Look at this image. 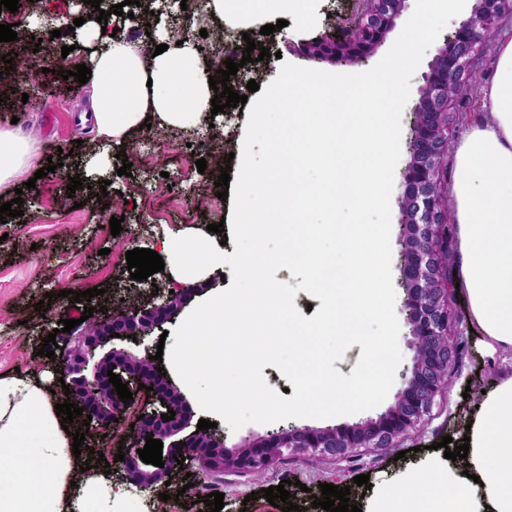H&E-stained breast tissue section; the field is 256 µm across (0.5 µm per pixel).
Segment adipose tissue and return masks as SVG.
Segmentation results:
<instances>
[{"instance_id":"ef3b65f1","label":"adipose tissue","mask_w":512,"mask_h":512,"mask_svg":"<svg viewBox=\"0 0 512 512\" xmlns=\"http://www.w3.org/2000/svg\"><path fill=\"white\" fill-rule=\"evenodd\" d=\"M83 28L90 52L91 117L105 143H122L140 125L201 122L212 92L192 54L169 34L162 54L144 58L129 36ZM480 119L462 133L453 155V269L467 299L471 328L490 350L512 348V36L497 42ZM173 273L220 266L223 252L207 237L162 245ZM56 398L41 379L0 375V512H120L111 477L83 471L73 438L61 427ZM465 465L436 456L412 468L398 491H382L370 512H512V376L479 404Z\"/></svg>"}]
</instances>
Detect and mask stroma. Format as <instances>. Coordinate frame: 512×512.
<instances>
[{
    "label": "stroma",
    "instance_id": "stroma-1",
    "mask_svg": "<svg viewBox=\"0 0 512 512\" xmlns=\"http://www.w3.org/2000/svg\"><path fill=\"white\" fill-rule=\"evenodd\" d=\"M15 12L17 39L0 44V51L14 53L12 64L0 60V72L9 71V79L0 81V131H12L26 139L29 154L25 177L36 180L33 188L15 180L24 199V214L6 218L0 223V375L14 371L32 374L55 385L58 378L52 359L42 356V338L55 334L57 343L77 342L83 328L77 323L84 312L83 304L73 299L74 293L94 287L103 289L109 304L133 301L143 297L148 288L174 287L170 271L154 273L150 279H131L126 253L134 248L161 251L165 241L206 232L208 225L231 216L233 203L218 199L215 184L221 171L237 178L239 155L248 120L250 101L256 93L248 92V81L266 87L279 73L281 63L301 67L333 70L334 62H310L289 51L288 46L315 37L330 29L352 24L360 9L358 0H306L299 11L290 13L287 26L263 35L262 26L273 23L268 14L227 15L203 14L196 0H155L151 11L135 10L133 16H117L114 26L139 36L151 31L149 41L141 43L140 52L150 56L157 45L166 43L171 29L187 26L192 43L198 47L203 76L215 75L225 60L240 62L241 67L230 83L235 92L247 95L248 103L215 115L212 128L204 126L183 129H143L132 133L120 145L102 148L95 127L79 123V113L87 111L88 85L76 79H63L62 73L89 61L87 42L79 33L50 38L44 21L59 15L68 19L91 13L83 0H19ZM271 50L270 58L242 64L247 40ZM70 46L62 54V46ZM59 60V74L44 71L46 56ZM496 63L495 52L476 60L473 91L460 102L449 131L451 139L481 112V92L491 78ZM64 151L62 172H48L47 145ZM206 159L205 172H198L197 159ZM132 165L130 176L120 175L123 162ZM411 163L409 149H402L395 171L391 194L392 281L397 301H404L406 290L401 283V201L404 195V174ZM47 175L36 178L39 169ZM80 176L82 189L68 192L66 177ZM110 178L105 200H98L94 185L99 176ZM123 217L119 236H112L111 217ZM53 294L46 314L35 311L34 305L46 294ZM451 330L460 336L462 350L453 363L447 397L437 399L432 412L410 433L402 444L406 455H393L369 450L350 459L299 455L276 463L259 474L228 472L219 492L224 495L222 512H280L261 497L263 488L291 481V494L301 502L302 512H315L309 498L319 484L333 483L350 489L349 498L361 512H368L375 492L399 489L404 472L427 464L429 445L441 441L450 430L464 431L483 391L493 390L504 376L512 374V350L491 351L480 336L468 327V304L461 293H454ZM75 320L70 333L60 332L61 320ZM408 325H401L398 344L402 362L392 386L393 393L377 407L353 415L330 419L288 418L269 424L249 423L230 430L218 422L224 448L237 450L243 443L259 444L279 429L321 430L351 426L375 418L390 409L394 394L405 386L415 351ZM149 395H141L129 405L121 422L107 429L105 436H93L90 444L95 453L114 460L118 447L132 434ZM360 474L370 477L371 490L355 486ZM116 488L130 498L133 512H199L196 503L198 487H190L176 499H150L136 487L116 480Z\"/></svg>",
    "mask_w": 512,
    "mask_h": 512
}]
</instances>
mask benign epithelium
Wrapping results in <instances>:
<instances>
[{
  "mask_svg": "<svg viewBox=\"0 0 512 512\" xmlns=\"http://www.w3.org/2000/svg\"><path fill=\"white\" fill-rule=\"evenodd\" d=\"M354 24L325 32L297 45L296 52L312 60H332L348 66L363 64L386 38L406 0H361ZM512 16V0H476L469 17L462 20L439 49L436 64L426 77L422 99L414 109L409 140L412 163L406 173L401 223L408 236L402 244L401 275L407 297L402 312L414 339L415 356L411 376L395 405L377 418L352 426L322 430L281 429L260 445L230 455L221 438L209 430L187 431L184 402L157 371L148 356L136 357L114 344L141 342L154 329L181 310L190 292L198 288H176L174 293L155 292L135 306H121L85 326L78 344L65 347L56 360L59 376L69 386L70 402L83 408L82 418L92 416L89 430L100 431L121 419L126 412L107 372L121 378L137 395L139 384L154 388L152 403L141 412L133 438L119 463L122 479L142 492L158 493L169 476L183 464L199 465L195 481L201 489L209 479L224 472L261 473L291 456L305 453L320 456H359L362 448L390 450L416 429L430 412L438 396L448 393V371L458 356V337L448 330V216L443 207L448 191V130L452 105L472 79L475 60L488 49L501 21ZM120 337H115V334ZM174 410V419L161 415ZM165 443L164 467L144 463L137 450L144 448L146 435Z\"/></svg>",
  "mask_w": 512,
  "mask_h": 512,
  "instance_id": "obj_1",
  "label": "benign epithelium"
}]
</instances>
